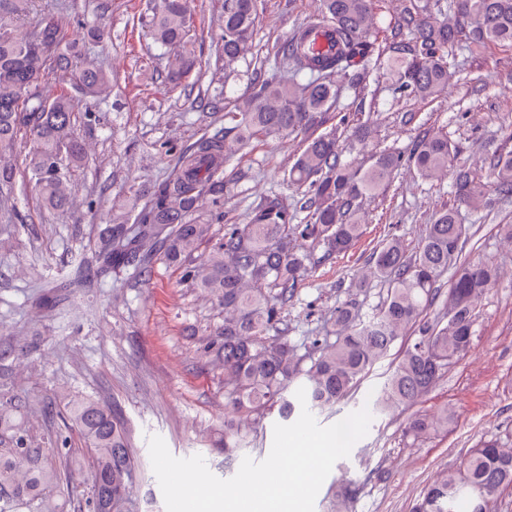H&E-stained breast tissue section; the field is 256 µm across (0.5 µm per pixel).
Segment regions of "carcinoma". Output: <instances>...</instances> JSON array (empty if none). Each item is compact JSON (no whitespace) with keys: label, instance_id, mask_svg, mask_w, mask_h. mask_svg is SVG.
<instances>
[{"label":"carcinoma","instance_id":"1","mask_svg":"<svg viewBox=\"0 0 512 512\" xmlns=\"http://www.w3.org/2000/svg\"><path fill=\"white\" fill-rule=\"evenodd\" d=\"M32 2L0 0V205L6 208L12 199V157L22 152L43 207L63 211L73 206V175L85 162L74 128L78 103L63 89L44 96L37 81L56 70L62 82L84 95L101 96L111 91L112 77L66 41L55 11L29 21ZM150 11L152 40L178 60L171 80L189 78L195 67L191 0H152ZM255 19L256 0H224L225 63L248 51ZM315 19L333 30L336 51L312 55L307 36L314 25L294 31L272 56L273 69L285 68L288 76L274 73L253 84L234 110L224 113V131L200 137L164 181L135 194L130 208L112 212L91 259L81 260L64 284L88 288L129 267L142 278L162 261L182 268L186 279L224 306V343L211 357L224 371V405L234 414L224 422L227 458L243 449L249 434L263 429L272 411L284 421L295 415L299 401L291 388H305L311 410H331L410 330L416 335L401 350L374 410L386 414L417 405L469 351L478 305L498 278L489 263L460 261L466 226L459 215L463 209L486 208L491 192L512 199V132L485 159L489 182L455 163L457 150L448 133L439 130L416 140L408 163L428 182L453 176L454 203L435 213L415 251L407 252L402 238L392 235L370 255L357 287L379 278L388 288L369 322L351 299L336 307V329L330 333L308 342L270 335L284 322L285 307L306 273L302 242L323 245L329 256L353 249L366 234L360 203L387 185L401 163L396 153L374 155L367 167H355L342 160L336 133L307 139L288 171L289 183L307 187L300 207L306 223H292L288 208L268 199L251 223L227 225L224 238L197 258L212 237L207 209L223 205L226 159L253 139L298 135L324 123L339 93L333 77L363 89L373 73V56L385 55L389 88L428 99L454 81L460 53L512 49V0H425L400 17L408 36L384 47L373 41L379 29L371 0H318ZM451 264L444 292L437 283ZM435 305L441 313L429 321L427 311ZM450 311L455 314L451 327L441 324ZM69 419L97 462L88 512H133L140 467L122 414L85 396L71 400ZM454 421L455 411L445 405L412 415L404 434L417 440L446 435ZM0 430L12 432V447L0 449V512L21 506L56 512L50 499L67 471L48 466L46 449L33 446L3 412ZM507 488H512V447L497 437L484 439L467 452L462 466L432 480L412 512H496L498 496Z\"/></svg>","mask_w":512,"mask_h":512}]
</instances>
